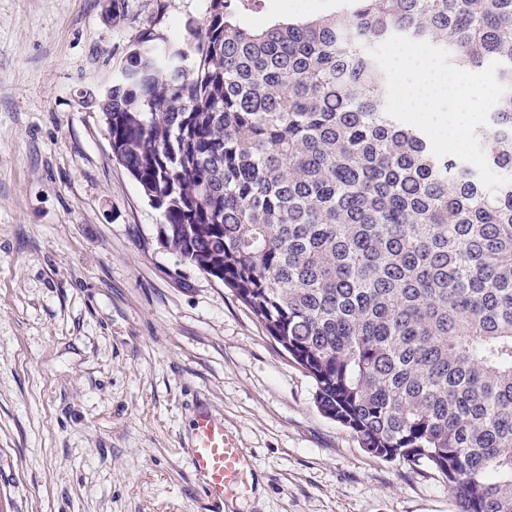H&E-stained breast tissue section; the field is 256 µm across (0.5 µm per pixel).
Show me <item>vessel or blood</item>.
<instances>
[{
  "mask_svg": "<svg viewBox=\"0 0 512 512\" xmlns=\"http://www.w3.org/2000/svg\"><path fill=\"white\" fill-rule=\"evenodd\" d=\"M188 449L195 477L213 501L251 492L252 462L209 407L197 409Z\"/></svg>",
  "mask_w": 512,
  "mask_h": 512,
  "instance_id": "obj_1",
  "label": "vessel or blood"
}]
</instances>
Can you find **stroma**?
<instances>
[{
	"label": "stroma",
	"mask_w": 512,
	"mask_h": 512,
	"mask_svg": "<svg viewBox=\"0 0 512 512\" xmlns=\"http://www.w3.org/2000/svg\"><path fill=\"white\" fill-rule=\"evenodd\" d=\"M111 2L0 0V512H215L183 448L202 400L255 463L223 512H459L441 473L323 416L248 307L162 244L94 98L206 0Z\"/></svg>",
	"instance_id": "35a3bbf8"
}]
</instances>
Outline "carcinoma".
I'll return each mask as SVG.
<instances>
[{
    "label": "carcinoma",
    "mask_w": 512,
    "mask_h": 512,
    "mask_svg": "<svg viewBox=\"0 0 512 512\" xmlns=\"http://www.w3.org/2000/svg\"><path fill=\"white\" fill-rule=\"evenodd\" d=\"M207 0L187 43L147 38L112 82L107 132L164 242L221 281L376 457L439 471L461 512H512V183L437 157L386 113L370 40L461 69L503 62L476 128L512 177V0H345L240 23Z\"/></svg>",
    "instance_id": "carcinoma-1"
}]
</instances>
